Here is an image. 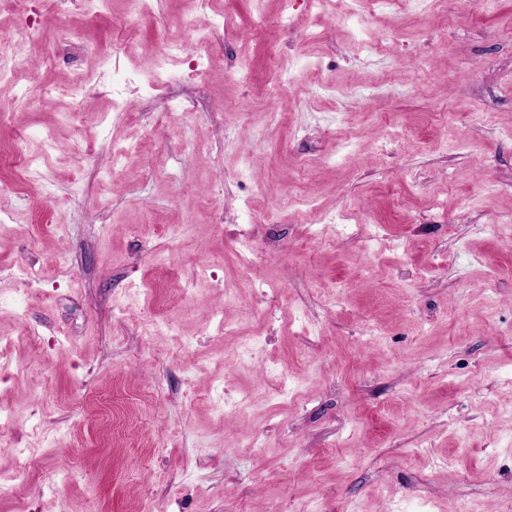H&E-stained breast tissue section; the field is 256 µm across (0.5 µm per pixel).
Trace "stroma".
Segmentation results:
<instances>
[{
	"instance_id": "obj_1",
	"label": "stroma",
	"mask_w": 512,
	"mask_h": 512,
	"mask_svg": "<svg viewBox=\"0 0 512 512\" xmlns=\"http://www.w3.org/2000/svg\"><path fill=\"white\" fill-rule=\"evenodd\" d=\"M122 10L0 0V512H512V0Z\"/></svg>"
}]
</instances>
